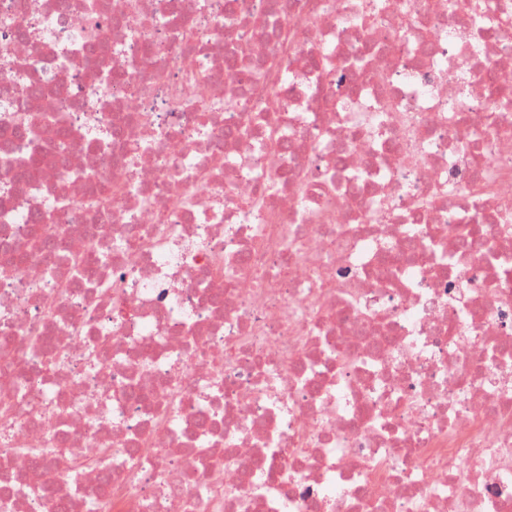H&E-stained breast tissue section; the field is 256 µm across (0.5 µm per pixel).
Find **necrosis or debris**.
Returning a JSON list of instances; mask_svg holds the SVG:
<instances>
[{
  "mask_svg": "<svg viewBox=\"0 0 512 512\" xmlns=\"http://www.w3.org/2000/svg\"><path fill=\"white\" fill-rule=\"evenodd\" d=\"M451 2L0 0V512H512V0Z\"/></svg>",
  "mask_w": 512,
  "mask_h": 512,
  "instance_id": "4bbe7bcc",
  "label": "necrosis or debris"
}]
</instances>
